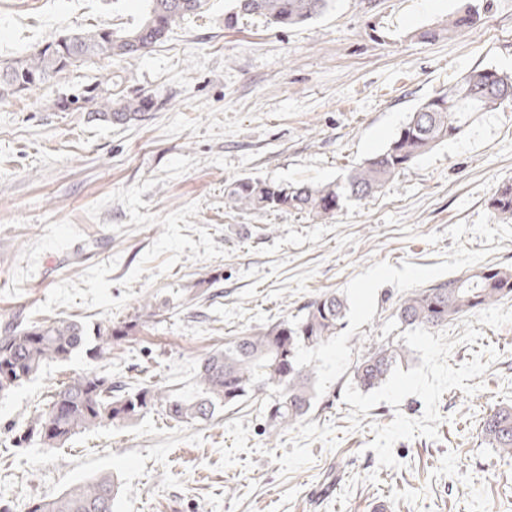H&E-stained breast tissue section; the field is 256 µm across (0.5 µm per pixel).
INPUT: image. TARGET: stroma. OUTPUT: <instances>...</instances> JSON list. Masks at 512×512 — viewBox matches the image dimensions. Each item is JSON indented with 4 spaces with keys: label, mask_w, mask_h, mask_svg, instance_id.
Returning a JSON list of instances; mask_svg holds the SVG:
<instances>
[{
    "label": "stroma",
    "mask_w": 512,
    "mask_h": 512,
    "mask_svg": "<svg viewBox=\"0 0 512 512\" xmlns=\"http://www.w3.org/2000/svg\"><path fill=\"white\" fill-rule=\"evenodd\" d=\"M421 40L463 0H332L297 27L244 19L207 0L137 59H94L0 99V332L53 319L88 339L119 321L137 335L101 358L79 351L0 395V512H29L102 473L114 512H512V460L480 433L512 406V301L430 330L395 315L401 296L486 265L512 266V220L488 199L512 182V101L472 112L373 197L322 221L237 211L243 176L332 182L384 150L421 102L475 68L512 75V0ZM141 0H0V63L59 36L137 19ZM148 96L123 126L58 112L86 85ZM335 292L345 326L302 359L316 398L268 434L259 402L207 424L160 411L16 447L21 428L74 377L192 391L200 359ZM401 341L410 360L380 387L351 380L368 346Z\"/></svg>",
    "instance_id": "stroma-1"
}]
</instances>
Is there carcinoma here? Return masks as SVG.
<instances>
[{
    "mask_svg": "<svg viewBox=\"0 0 512 512\" xmlns=\"http://www.w3.org/2000/svg\"><path fill=\"white\" fill-rule=\"evenodd\" d=\"M330 2L230 0L224 26L233 28L239 19L255 16L273 29L292 27L323 14ZM204 5L205 0H143L141 16L126 27L93 28L61 36L52 41L57 54L40 49L0 67V97L21 92L18 83L28 75L37 77L28 84L30 90L95 57L133 59ZM479 16L478 8L469 2L420 37L434 39L456 33L475 24ZM506 100H512V76L476 68L420 104L383 151L347 169L339 181L314 185L244 176L224 188L225 203L240 211L288 208L314 220L329 218L345 203L381 191L417 157L456 135L466 113L490 112ZM52 106L60 112L91 108L102 121L126 124L150 112L153 100L111 97L97 84L70 99L59 97ZM489 206L494 214L511 218L512 183L499 185ZM507 299L512 300V267L491 265L401 297L395 315L407 327L430 329ZM346 312V300L327 292L304 305L301 314L237 337L224 349L200 359L196 390L190 394L151 385L128 390L95 372L82 374L53 393L47 407L19 435L17 444L37 441L44 448H61L77 434L133 422L154 409L178 424L208 423L218 409L268 389L276 391L264 407L267 427L273 433L301 420L312 408L315 371L302 362L300 351L314 349L336 336L345 326ZM136 327L135 323L119 322L98 329L96 356H103L112 342L135 333ZM85 342L84 327L77 321H44L5 330L0 334V393L33 378L49 363L71 359ZM407 357L404 344L388 339L369 347L358 359L352 379L364 391L375 389ZM481 436L500 456L512 459V406L491 409L483 418ZM117 495L114 478L101 475L34 503L31 512H113Z\"/></svg>",
    "mask_w": 512,
    "mask_h": 512,
    "instance_id": "1",
    "label": "carcinoma"
}]
</instances>
